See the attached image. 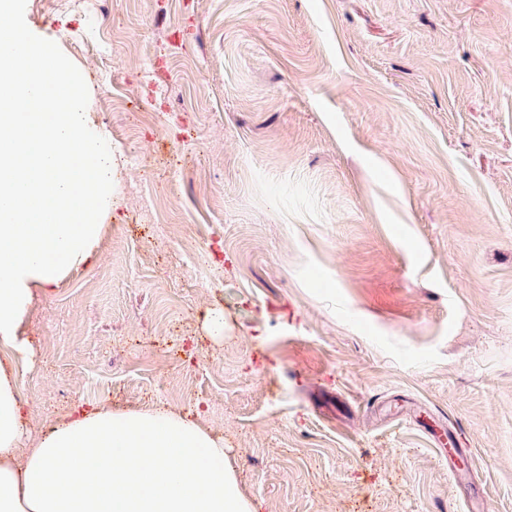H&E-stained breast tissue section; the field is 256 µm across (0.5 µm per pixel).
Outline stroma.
Returning <instances> with one entry per match:
<instances>
[{
  "instance_id": "1",
  "label": "stroma",
  "mask_w": 512,
  "mask_h": 512,
  "mask_svg": "<svg viewBox=\"0 0 512 512\" xmlns=\"http://www.w3.org/2000/svg\"><path fill=\"white\" fill-rule=\"evenodd\" d=\"M92 2L21 0L121 153L30 311L25 429L159 403L255 512H512V0Z\"/></svg>"
}]
</instances>
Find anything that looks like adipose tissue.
<instances>
[{
  "label": "adipose tissue",
  "instance_id": "obj_1",
  "mask_svg": "<svg viewBox=\"0 0 512 512\" xmlns=\"http://www.w3.org/2000/svg\"><path fill=\"white\" fill-rule=\"evenodd\" d=\"M17 13L0 0L22 50L0 68V512H253L223 437L162 405L76 410L21 445L26 318L38 291L96 260L118 160L55 44Z\"/></svg>",
  "mask_w": 512,
  "mask_h": 512
}]
</instances>
